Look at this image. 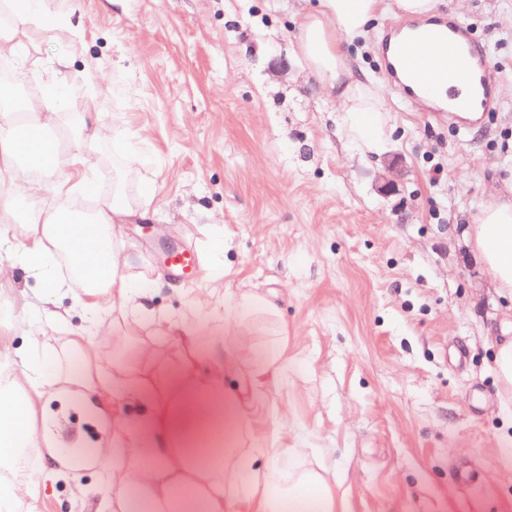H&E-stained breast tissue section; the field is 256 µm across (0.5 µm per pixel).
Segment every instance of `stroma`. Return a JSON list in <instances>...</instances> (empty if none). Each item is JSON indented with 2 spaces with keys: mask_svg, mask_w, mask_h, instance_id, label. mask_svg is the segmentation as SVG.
<instances>
[{
  "mask_svg": "<svg viewBox=\"0 0 512 512\" xmlns=\"http://www.w3.org/2000/svg\"><path fill=\"white\" fill-rule=\"evenodd\" d=\"M81 44L59 27L35 40L36 58L68 55L74 69L111 71L113 81L75 85L69 118L95 103L104 125L123 134L146 166L126 168L111 141L94 151L104 189L124 174L129 197L154 193L148 218L119 231L137 271L169 272L165 252L193 245L208 256L219 224L229 245L223 291L256 292L280 311L274 335L261 323L228 321L224 383H253L235 446L241 468L253 448L296 449V467L323 464L336 476L343 512H512V401L494 366L495 342L512 328L483 265L465 247L495 184L512 165V0H443L441 16L469 24L495 68L497 109L460 129L425 102L407 99L386 75L384 29L406 21L380 0L376 21L355 40V66L380 90L396 121L387 156L401 158L397 194H381L382 158L347 149L336 105L296 51L297 14L308 0H73ZM385 155V156H386ZM23 241L0 245V340L11 355L53 352L69 374L116 362L140 377L190 368L178 337L155 321H114L91 339L90 356L68 348L84 316L57 300L67 323L41 315L44 289L13 261ZM197 280L154 302L173 319L203 320L212 305ZM277 353L255 372L254 356ZM64 441L96 448L98 428L78 402L54 401ZM476 482H458L460 467ZM39 512H98L109 499L97 466L67 468Z\"/></svg>",
  "mask_w": 512,
  "mask_h": 512,
  "instance_id": "stroma-1",
  "label": "stroma"
}]
</instances>
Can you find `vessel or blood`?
I'll list each match as a JSON object with an SVG mask.
<instances>
[{
	"mask_svg": "<svg viewBox=\"0 0 512 512\" xmlns=\"http://www.w3.org/2000/svg\"><path fill=\"white\" fill-rule=\"evenodd\" d=\"M390 67L428 97L440 87L465 82V92L448 94L434 106L435 111L447 113L449 120L496 107L492 63L478 52L469 27L457 20L408 23L406 32L393 43ZM199 263V255L190 245L170 258L172 270L180 276L188 275Z\"/></svg>",
	"mask_w": 512,
	"mask_h": 512,
	"instance_id": "obj_1",
	"label": "vessel or blood"
}]
</instances>
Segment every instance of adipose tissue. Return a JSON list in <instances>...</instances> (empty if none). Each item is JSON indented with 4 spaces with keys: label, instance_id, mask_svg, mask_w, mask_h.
<instances>
[{
    "label": "adipose tissue",
    "instance_id": "ef3b65f1",
    "mask_svg": "<svg viewBox=\"0 0 512 512\" xmlns=\"http://www.w3.org/2000/svg\"><path fill=\"white\" fill-rule=\"evenodd\" d=\"M0 1L9 12L8 21L0 23V58L13 59L19 75L40 89L25 104L0 91V222L9 225L13 236L24 238L19 262L43 283L47 295L73 296L85 322L72 330L67 344L84 351L103 326L106 303L118 304L122 319L137 318L166 279L160 272H136L134 258L119 244L118 228L135 214L124 188L98 193V165L90 154L92 145L106 137L99 112L86 108L73 131L62 121L72 86L92 85L100 72L72 70L65 57L53 69L29 59L37 33L72 25L68 0ZM379 5L380 0H317L296 21L302 62L336 103L340 131L363 155L382 152L395 130L384 96L353 71L348 53L353 40L376 19ZM61 167L80 170L75 182L64 184V202L48 210L29 209V198L43 190L41 175ZM497 184L462 236L486 266L494 288L507 296L512 295V169L500 174ZM94 194L99 200L92 213L72 209L71 199ZM204 325L217 332L223 319L216 313ZM201 326L174 320L167 330L180 338L191 362L220 360L219 344L201 346ZM47 386L55 394L76 396L107 421L116 405H141L137 423L125 428L115 451L117 463L101 474L112 512H127L131 487L140 492L149 512H189L197 503L205 512H232L238 503L250 505L252 512H284L288 506L337 512L336 492L324 466L287 470L279 457L269 455L263 467L246 475L235 464L209 462L214 435L235 433L243 419L241 398L224 391L219 375L200 380L175 372L162 382L146 383L119 368L109 375L61 373L51 381L39 359L24 358L20 372L0 382V462L23 448H54L50 429L38 420ZM215 403L221 412L212 411Z\"/></svg>",
    "mask_w": 512,
    "mask_h": 512
}]
</instances>
